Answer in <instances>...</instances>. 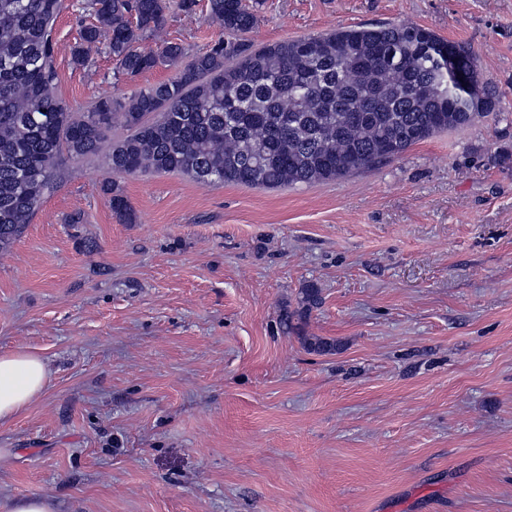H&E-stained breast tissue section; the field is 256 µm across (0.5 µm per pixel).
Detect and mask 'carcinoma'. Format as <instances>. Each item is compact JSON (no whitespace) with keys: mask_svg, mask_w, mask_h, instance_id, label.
Listing matches in <instances>:
<instances>
[{"mask_svg":"<svg viewBox=\"0 0 512 512\" xmlns=\"http://www.w3.org/2000/svg\"><path fill=\"white\" fill-rule=\"evenodd\" d=\"M227 37L193 56L176 77L118 102L100 97L71 112L55 94L54 24L63 0H0V252L30 223L51 188L62 153H105L114 173H180L201 185L265 188L329 182L401 157L442 132L497 111L501 94L481 81L475 52L416 23L366 24L260 47L245 35L256 7L207 0ZM96 23L72 48L77 66L108 37L122 73L137 75L183 55L167 43L145 52L139 42L166 21L167 0H89ZM121 112H116V108ZM127 134L112 139L115 118ZM112 212L137 215L106 182ZM322 303L302 289L284 324L306 321ZM317 353L336 341L304 336Z\"/></svg>","mask_w":512,"mask_h":512,"instance_id":"1","label":"carcinoma"}]
</instances>
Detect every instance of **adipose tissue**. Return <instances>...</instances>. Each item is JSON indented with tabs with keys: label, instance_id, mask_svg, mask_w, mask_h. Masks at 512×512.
<instances>
[{
	"label": "adipose tissue",
	"instance_id": "obj_1",
	"mask_svg": "<svg viewBox=\"0 0 512 512\" xmlns=\"http://www.w3.org/2000/svg\"><path fill=\"white\" fill-rule=\"evenodd\" d=\"M47 365L37 354L14 350L0 353V424L18 417L47 385Z\"/></svg>",
	"mask_w": 512,
	"mask_h": 512
}]
</instances>
